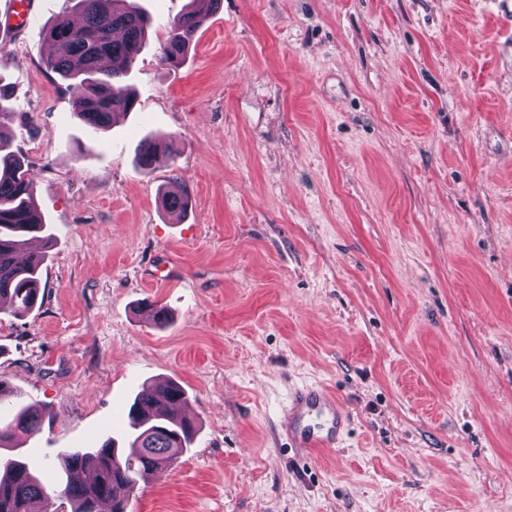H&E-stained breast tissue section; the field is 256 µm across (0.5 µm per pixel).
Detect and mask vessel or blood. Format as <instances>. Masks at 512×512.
<instances>
[{"instance_id":"obj_1","label":"vessel or blood","mask_w":512,"mask_h":512,"mask_svg":"<svg viewBox=\"0 0 512 512\" xmlns=\"http://www.w3.org/2000/svg\"><path fill=\"white\" fill-rule=\"evenodd\" d=\"M345 421L335 396L321 386L294 389L288 396L281 430L297 456L335 447Z\"/></svg>"}]
</instances>
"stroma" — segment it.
<instances>
[{
  "instance_id": "obj_1",
  "label": "stroma",
  "mask_w": 512,
  "mask_h": 512,
  "mask_svg": "<svg viewBox=\"0 0 512 512\" xmlns=\"http://www.w3.org/2000/svg\"><path fill=\"white\" fill-rule=\"evenodd\" d=\"M33 2L22 26L0 0V125L54 242L0 377L42 404L45 483L174 380L194 440L128 512H512V0H223L176 67L189 0H139L138 102L97 140L42 63L68 0ZM154 135L175 152L140 169ZM306 384L350 419L298 463Z\"/></svg>"
}]
</instances>
